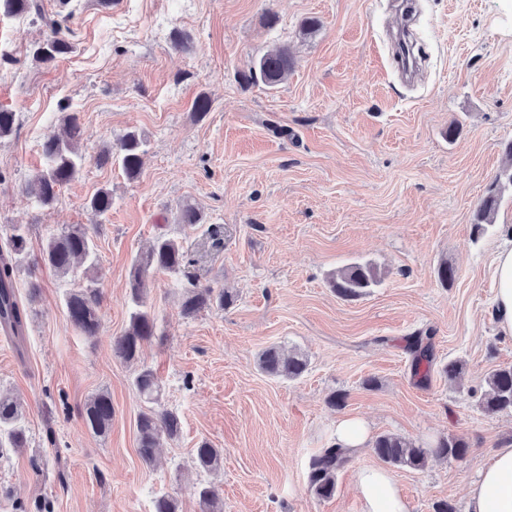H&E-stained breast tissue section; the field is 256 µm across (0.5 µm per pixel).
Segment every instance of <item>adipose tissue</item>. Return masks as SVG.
Segmentation results:
<instances>
[{
	"label": "adipose tissue",
	"mask_w": 512,
	"mask_h": 512,
	"mask_svg": "<svg viewBox=\"0 0 512 512\" xmlns=\"http://www.w3.org/2000/svg\"><path fill=\"white\" fill-rule=\"evenodd\" d=\"M493 318L499 332L512 336V247L500 249L494 257ZM363 503L362 512H408L393 477L379 467H367L356 474ZM468 512H512V447L500 448L482 467L469 489Z\"/></svg>",
	"instance_id": "obj_1"
}]
</instances>
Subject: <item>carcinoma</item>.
Instances as JSON below:
<instances>
[{
    "mask_svg": "<svg viewBox=\"0 0 512 512\" xmlns=\"http://www.w3.org/2000/svg\"><path fill=\"white\" fill-rule=\"evenodd\" d=\"M0 12L6 14L27 13L39 20L51 31L31 47L35 61L51 65L73 52L72 43L61 35L62 22L69 18L63 15L57 19L48 16L42 9L41 0H0ZM294 67V59L284 45L263 54L248 72L241 74L243 81H261L273 88L283 82ZM64 111L63 133L51 136L41 143L45 159L41 169L25 184L24 190L42 209L52 208L61 190L79 175L85 162L80 150L84 130L76 112ZM16 130V113L0 108V139L11 136ZM143 139L135 131L123 135L116 146L101 151L98 160L107 163L116 161L126 176L136 179L142 169ZM499 191L493 189L482 200L474 215V230L477 235L494 223L498 207ZM88 208L97 217H103L112 210V190L99 189L89 200ZM28 257V228L23 224H12L6 230L5 248L0 250V328L15 337L24 335L28 311L17 300L14 290V276ZM41 261L56 273L66 276L78 266H85L84 277L78 286L65 294L64 302L71 326L86 336L97 335L99 328V288L95 274L96 254L92 235L84 224H72L58 233L48 236L42 247ZM188 255L177 239L168 234L156 238L146 251L132 260L129 272L130 300L132 311L127 330L112 340V353L126 363L139 358L142 344L156 335L157 318L147 306V296L152 277L157 272L178 277L186 264ZM380 284L376 268L370 263H352L330 278L331 288L346 299L367 295ZM235 302L230 292L210 286L192 284L184 288L182 313L193 317L204 308L215 306L221 310ZM412 355L411 370L417 382L429 380L434 365L433 336L430 332H419L408 340ZM259 368L266 374L288 380L301 377L308 369V359L301 354L284 356L280 348L270 346L259 357ZM132 383L138 392L150 403L160 404L161 385L154 371L147 367L135 370ZM483 407L491 412L512 413V367L491 372L488 390L481 399ZM85 427L93 434L105 436L112 424V400L108 392L100 391L86 401L81 411ZM181 431L179 416L168 409L150 408L137 419L138 448L142 462L148 466L156 460V451L162 437L171 440ZM28 444L24 411L17 400L0 393V454L6 448L19 450ZM374 453L383 462L414 470L424 468L428 454L462 459L469 451L468 443L457 437L444 439L435 448H422L393 434L378 436L373 444ZM349 459V454L333 445L322 449L311 464L309 480L315 495L321 499L332 497L336 491V472ZM223 463L221 451L208 442L195 448L192 466L200 475L219 470Z\"/></svg>",
    "mask_w": 512,
    "mask_h": 512,
    "instance_id": "obj_1",
    "label": "carcinoma"
}]
</instances>
